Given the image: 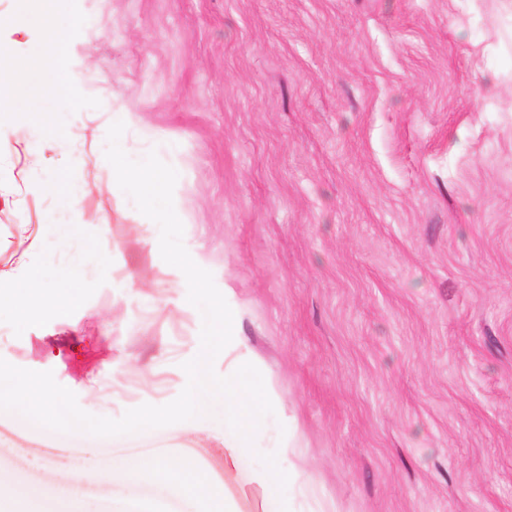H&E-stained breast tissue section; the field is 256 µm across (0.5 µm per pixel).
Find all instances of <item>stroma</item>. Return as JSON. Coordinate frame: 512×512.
I'll use <instances>...</instances> for the list:
<instances>
[{"mask_svg":"<svg viewBox=\"0 0 512 512\" xmlns=\"http://www.w3.org/2000/svg\"><path fill=\"white\" fill-rule=\"evenodd\" d=\"M53 32L68 100L21 87L0 120V271L61 306L1 304L0 358L110 418L185 387L202 319L112 189L120 120L130 157L177 169L184 245L231 283L239 351L279 401L235 466L219 402L108 454L4 415L0 486L43 512H279L255 480L273 453L312 478L290 512H512V0H0V63ZM126 456L220 496L108 478ZM72 471L81 495L56 497ZM0 288L18 289L15 296H3L0 289V298L13 304L16 315L21 320H28L37 312H52L57 307L56 300L44 290L48 286L38 278L16 279L0 272Z\"/></svg>","mask_w":512,"mask_h":512,"instance_id":"stroma-1","label":"stroma"}]
</instances>
